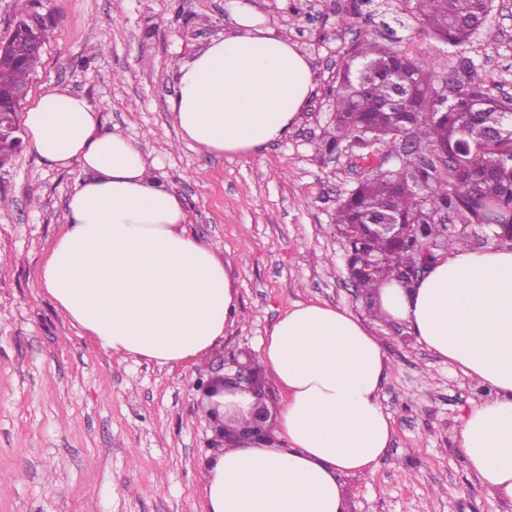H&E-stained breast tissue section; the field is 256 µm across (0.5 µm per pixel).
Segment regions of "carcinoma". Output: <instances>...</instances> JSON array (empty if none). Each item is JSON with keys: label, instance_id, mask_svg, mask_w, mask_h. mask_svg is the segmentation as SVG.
I'll use <instances>...</instances> for the list:
<instances>
[{"label": "carcinoma", "instance_id": "1", "mask_svg": "<svg viewBox=\"0 0 512 512\" xmlns=\"http://www.w3.org/2000/svg\"><path fill=\"white\" fill-rule=\"evenodd\" d=\"M403 5L424 29L451 45L466 42L486 20L487 0H403ZM380 58L386 61L384 71L359 86L358 70ZM38 63L37 57L1 59L0 92L28 89ZM328 94L336 121L318 149L334 145L339 153L358 144L368 128L377 145L405 134L423 147L425 157L448 156L444 164L426 166L418 180L407 164L388 170L374 166L341 200L335 224L351 240L350 278L369 308L376 306L380 284L401 281L423 252L435 261L452 246L470 243L472 224L491 225L494 241L512 246V144L483 149L498 124L507 122L512 99L495 94L473 66L440 77L364 30L346 51ZM439 211L460 223H434ZM374 215L410 229L383 238L372 225Z\"/></svg>", "mask_w": 512, "mask_h": 512}]
</instances>
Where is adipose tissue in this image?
<instances>
[{"label":"adipose tissue","mask_w":512,"mask_h":512,"mask_svg":"<svg viewBox=\"0 0 512 512\" xmlns=\"http://www.w3.org/2000/svg\"><path fill=\"white\" fill-rule=\"evenodd\" d=\"M236 32L173 71L168 109L182 140L248 155L287 138L314 91L308 60L236 0ZM23 123L52 168L79 163L67 222L39 270L59 307L103 350L165 365L197 362L238 311L222 255L186 226L181 200L129 137L65 89L43 94ZM384 313L496 395L463 417L466 468L512 502V249L456 247L406 288L380 293ZM260 358L282 398L274 440L224 449L206 472L208 512H345L343 477L371 472L391 438L379 394L386 358L349 312L300 303L262 340Z\"/></svg>","instance_id":"obj_1"}]
</instances>
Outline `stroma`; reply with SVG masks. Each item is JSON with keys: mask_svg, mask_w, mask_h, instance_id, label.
<instances>
[{"mask_svg": "<svg viewBox=\"0 0 512 512\" xmlns=\"http://www.w3.org/2000/svg\"><path fill=\"white\" fill-rule=\"evenodd\" d=\"M231 0H40L53 20L26 104L61 88L86 96L105 129L131 137L180 196L188 229L224 255L240 319L201 364L174 367L102 350L59 309L38 270L66 224L85 173L55 169L32 147L0 165V512H207L210 421L195 389L218 358L257 353L296 304L347 310L377 336L388 364L380 403L392 436L375 469L343 477L348 512H512L465 467L462 417L493 395L409 336L372 317L344 263L335 211L364 173L362 149L326 158V94L346 48L366 29L448 76L474 62L512 97V0H492L482 28L451 48L400 0L354 26L351 0H247L264 27L287 31L316 89L288 138L244 156L182 142L167 99L173 67L234 32Z\"/></svg>", "mask_w": 512, "mask_h": 512, "instance_id": "35a3bbf8", "label": "stroma"}]
</instances>
